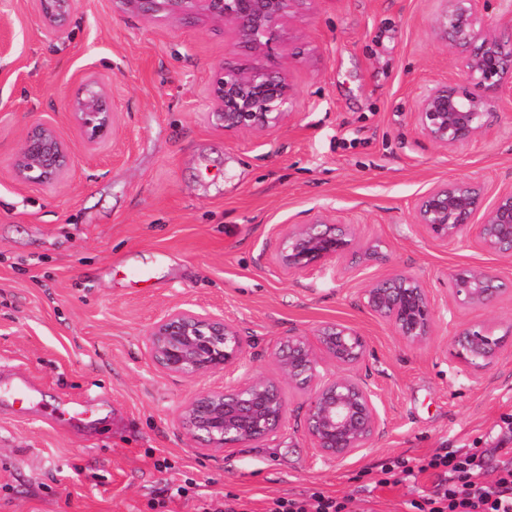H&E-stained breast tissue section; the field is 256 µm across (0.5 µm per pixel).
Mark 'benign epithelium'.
<instances>
[{"instance_id":"benign-epithelium-1","label":"benign epithelium","mask_w":512,"mask_h":512,"mask_svg":"<svg viewBox=\"0 0 512 512\" xmlns=\"http://www.w3.org/2000/svg\"><path fill=\"white\" fill-rule=\"evenodd\" d=\"M147 18L200 15L231 26L234 38L263 53L279 39V22L297 0H117ZM434 19L437 39L455 55L458 78L440 82L419 100L415 121L420 133L451 151L469 148L490 133V118L512 94V38L488 31L477 0H450ZM77 0H40L43 33L59 35ZM292 96L285 72L272 64L225 65L210 87L209 119L226 132H260L289 116ZM66 108L90 143L112 128L109 90L88 81ZM74 152L46 123L32 125L13 157V177L21 185L57 186L74 165ZM415 224L430 240L446 245L463 234L483 251L512 261V188L487 199L484 187L470 180L442 182L424 193L413 212ZM356 240L351 224L325 215L290 224L280 234L275 254L286 275L336 261ZM505 291L495 273L459 266L448 273V294L459 308H487ZM363 308L409 346L435 336V308L429 290L413 274L393 271L363 290ZM491 324L462 326L452 357L472 372L498 359L502 341ZM153 365L183 378L229 372L247 353L249 341L219 313L179 307L166 312L147 336ZM281 377L252 376L222 389L202 390L184 406L179 423L205 451L261 444L283 425L289 400L282 380L306 396L304 432L325 460H342L370 447L381 426L376 392L354 369L368 358L363 335L348 324L328 322L314 336L291 334L273 351ZM330 362L342 371H321Z\"/></svg>"}]
</instances>
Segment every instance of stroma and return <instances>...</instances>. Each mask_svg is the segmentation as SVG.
<instances>
[{
	"label": "stroma",
	"instance_id": "1",
	"mask_svg": "<svg viewBox=\"0 0 512 512\" xmlns=\"http://www.w3.org/2000/svg\"><path fill=\"white\" fill-rule=\"evenodd\" d=\"M441 0H304L270 51L288 75L286 122L227 133L208 121L210 85L225 64L251 63L223 22L153 20L118 0H78L63 32H42L39 0H0V379L42 389L0 400V512H272L281 498L319 490L357 499L361 512H409L432 477L374 487L372 468L439 448H512V294L461 309L448 273L482 266L512 282V262L468 238L441 246L413 224L437 183L471 179L487 195L512 186V106L492 130L453 153L418 131L420 96L457 67L437 42ZM108 84L114 122L88 144L65 104L83 84ZM75 151L58 186H22L11 160L32 123ZM326 213L354 225L350 258L284 275L272 256L291 224ZM404 269L430 289L436 334L405 346L361 306L373 279ZM224 314L251 346L235 378L277 376L276 343L343 322L366 338L358 373L384 424L343 462L320 458L291 395L280 432L260 445L202 451L179 426L200 389L153 366L147 333L165 312ZM494 322L499 359L474 373L449 354L468 322ZM93 405L84 420L63 404ZM183 495H175L177 487Z\"/></svg>",
	"mask_w": 512,
	"mask_h": 512
}]
</instances>
